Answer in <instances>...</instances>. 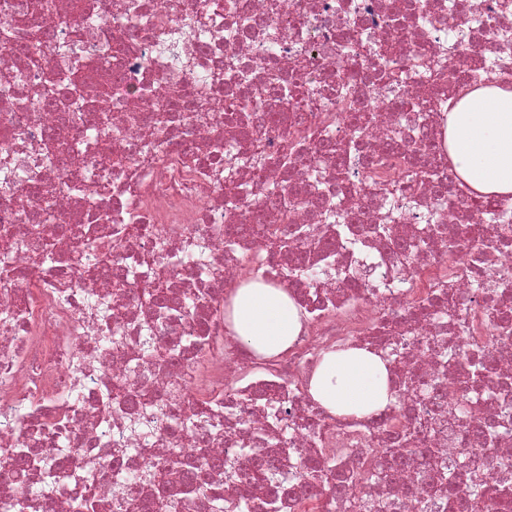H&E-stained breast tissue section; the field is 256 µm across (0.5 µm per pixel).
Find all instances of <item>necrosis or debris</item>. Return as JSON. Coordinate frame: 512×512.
<instances>
[{"mask_svg": "<svg viewBox=\"0 0 512 512\" xmlns=\"http://www.w3.org/2000/svg\"><path fill=\"white\" fill-rule=\"evenodd\" d=\"M3 28L0 503L206 512L183 472L255 457L281 478L217 486L231 512L276 496L288 512H471L476 483L481 512H512V196L489 210L435 188L448 112L512 86L505 0H0ZM428 145V176H409L403 154ZM259 220L281 232L275 258ZM43 243L58 266L37 263ZM200 250L215 276L188 263ZM244 282L291 292L286 354L228 330ZM351 348L393 393L362 419L308 393L324 354ZM149 403L165 416L133 438ZM17 448L36 462L15 479ZM44 462L83 478L45 487Z\"/></svg>", "mask_w": 512, "mask_h": 512, "instance_id": "1", "label": "necrosis or debris"}]
</instances>
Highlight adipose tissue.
<instances>
[{
	"label": "adipose tissue",
	"instance_id": "obj_1",
	"mask_svg": "<svg viewBox=\"0 0 512 512\" xmlns=\"http://www.w3.org/2000/svg\"><path fill=\"white\" fill-rule=\"evenodd\" d=\"M446 141L455 171L476 195H512V89L466 94L448 115ZM227 322L240 342L267 355L286 351L301 331L287 290L256 283L236 289ZM309 394L335 416H365L392 399L385 364L364 349L326 353Z\"/></svg>",
	"mask_w": 512,
	"mask_h": 512
}]
</instances>
